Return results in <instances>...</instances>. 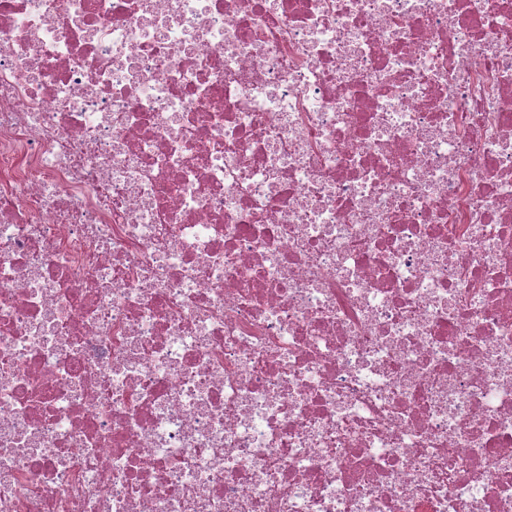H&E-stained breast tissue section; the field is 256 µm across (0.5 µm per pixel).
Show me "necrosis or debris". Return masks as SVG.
Instances as JSON below:
<instances>
[{
  "instance_id": "obj_1",
  "label": "necrosis or debris",
  "mask_w": 512,
  "mask_h": 512,
  "mask_svg": "<svg viewBox=\"0 0 512 512\" xmlns=\"http://www.w3.org/2000/svg\"><path fill=\"white\" fill-rule=\"evenodd\" d=\"M0 512H512V0H0Z\"/></svg>"
}]
</instances>
